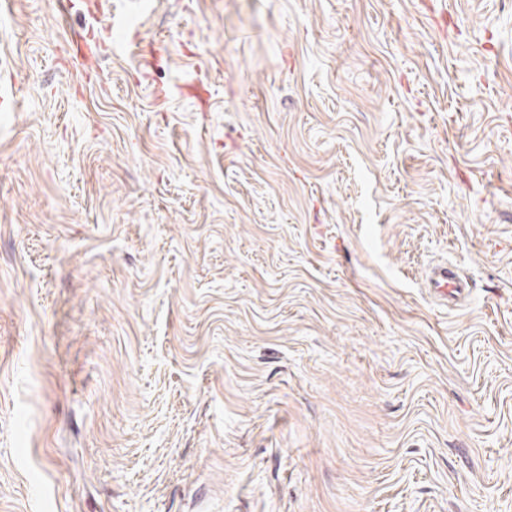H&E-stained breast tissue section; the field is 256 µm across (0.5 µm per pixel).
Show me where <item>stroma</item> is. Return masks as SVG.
<instances>
[{
  "label": "stroma",
  "instance_id": "1",
  "mask_svg": "<svg viewBox=\"0 0 512 512\" xmlns=\"http://www.w3.org/2000/svg\"><path fill=\"white\" fill-rule=\"evenodd\" d=\"M94 3L0 0V512H512V0ZM426 285L435 295L448 301H456L469 288L467 280L449 268L447 263L436 264L429 269Z\"/></svg>",
  "mask_w": 512,
  "mask_h": 512
}]
</instances>
